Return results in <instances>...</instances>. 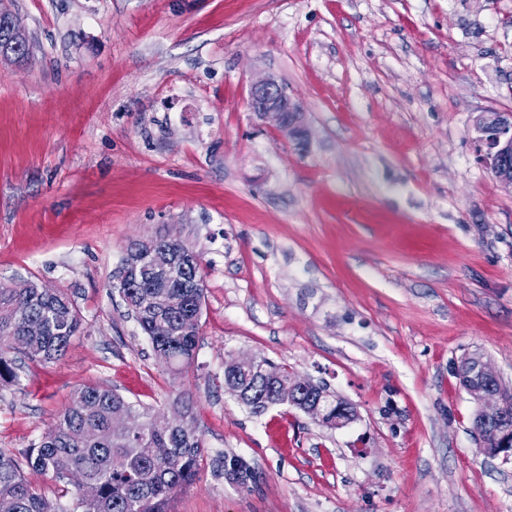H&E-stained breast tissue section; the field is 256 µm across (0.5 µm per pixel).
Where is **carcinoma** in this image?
Masks as SVG:
<instances>
[{"label":"carcinoma","instance_id":"carcinoma-1","mask_svg":"<svg viewBox=\"0 0 512 512\" xmlns=\"http://www.w3.org/2000/svg\"><path fill=\"white\" fill-rule=\"evenodd\" d=\"M7 12L0 0V55L22 61L28 48L14 46ZM154 245V238L129 242L121 264L141 259ZM202 286L199 264L182 265L165 278L139 267L124 279H113L112 288L134 314L152 348L172 359L169 372L176 379L193 362L199 323L186 320L201 315ZM31 319L45 323L44 335H22ZM80 328V312L67 293L49 299L28 281L0 285V384L18 382L15 345L31 347L40 360H58ZM224 379L251 396L252 413L263 414L276 406L269 387L232 361L224 365ZM169 406L179 414L175 424L153 421L150 409L136 407L112 389L80 385L56 416L51 434L29 448L26 463L62 485L61 496L71 499L68 512H165L167 501L198 478L204 453L191 393L178 391ZM116 413L131 417L128 429L112 428ZM490 419L488 411L477 408L474 429L487 447L498 448L501 435L492 430ZM222 467L227 479L243 487L256 482L255 468L241 456H224ZM0 512H63V506L33 488L16 459L0 451Z\"/></svg>","mask_w":512,"mask_h":512}]
</instances>
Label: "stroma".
Segmentation results:
<instances>
[{"label":"stroma","instance_id":"stroma-1","mask_svg":"<svg viewBox=\"0 0 512 512\" xmlns=\"http://www.w3.org/2000/svg\"><path fill=\"white\" fill-rule=\"evenodd\" d=\"M27 61L0 60V284L74 300L82 333L0 385L24 461L73 390L162 409L204 439L168 512H512L457 376L512 389V184L477 158L512 113V0H14ZM304 113L295 144L251 112L258 79ZM202 257L195 358L173 379L111 285L129 240ZM261 357L357 410L330 429L256 416L224 361ZM260 476L219 474L224 454Z\"/></svg>","mask_w":512,"mask_h":512}]
</instances>
